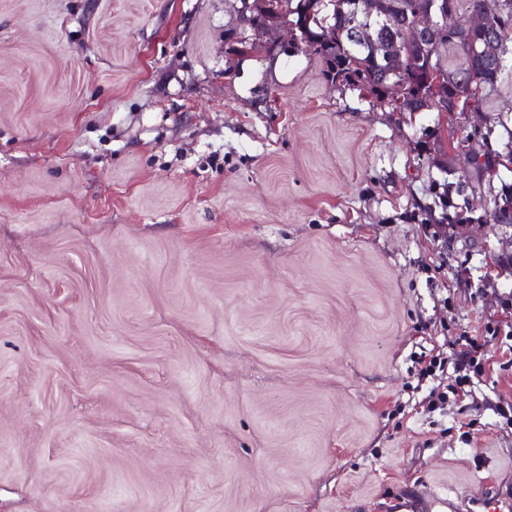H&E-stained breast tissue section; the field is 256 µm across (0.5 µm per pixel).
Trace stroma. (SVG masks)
I'll return each instance as SVG.
<instances>
[{"label":"stroma","mask_w":512,"mask_h":512,"mask_svg":"<svg viewBox=\"0 0 512 512\" xmlns=\"http://www.w3.org/2000/svg\"><path fill=\"white\" fill-rule=\"evenodd\" d=\"M237 7L0 0V512L512 479V227L426 223L437 113L229 53Z\"/></svg>","instance_id":"stroma-1"}]
</instances>
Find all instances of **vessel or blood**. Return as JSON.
Instances as JSON below:
<instances>
[{
    "instance_id": "obj_1",
    "label": "vessel or blood",
    "mask_w": 512,
    "mask_h": 512,
    "mask_svg": "<svg viewBox=\"0 0 512 512\" xmlns=\"http://www.w3.org/2000/svg\"><path fill=\"white\" fill-rule=\"evenodd\" d=\"M403 512H512V491L496 489L473 497L447 496L423 489L401 504Z\"/></svg>"
}]
</instances>
